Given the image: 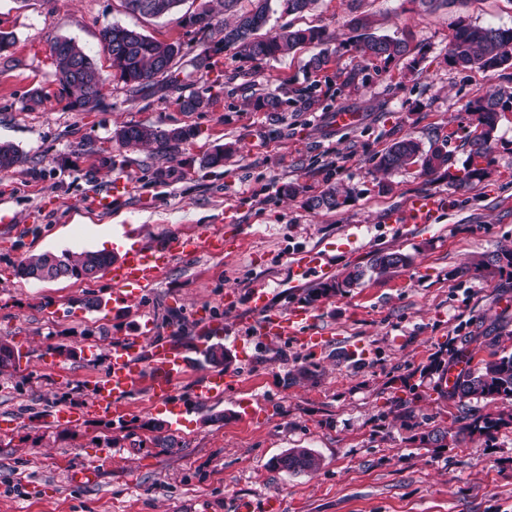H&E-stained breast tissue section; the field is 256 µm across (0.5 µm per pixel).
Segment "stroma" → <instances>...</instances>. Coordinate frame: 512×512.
<instances>
[{
	"mask_svg": "<svg viewBox=\"0 0 512 512\" xmlns=\"http://www.w3.org/2000/svg\"><path fill=\"white\" fill-rule=\"evenodd\" d=\"M362 13L376 34L408 40L412 55L365 60L348 26ZM215 20L203 35L180 13L133 15L122 0H0V30L16 37L9 60L0 59V142L23 155L0 174V339L23 352L19 369L0 377V420L11 423L0 429V512H235L243 499L263 512L272 494L284 512H512V424L460 443L425 440L436 427L512 414V398L441 395L435 369L462 336L494 321L501 347L512 352V276L469 269L512 249V113L498 123L490 176L471 188L425 181L414 166L385 176L373 163L405 136L447 142L456 162L466 160L470 102L489 87H512V69L451 66L448 44L463 24L512 28V0H459L432 13L415 0H316L301 14L272 13L268 29L318 26L341 43L320 72L306 66L309 47L261 61L233 47L213 53L224 17ZM112 24L178 43L176 81L134 93L114 78L101 41ZM58 39L76 42L103 75L94 109L68 108L50 56ZM207 49L210 68L195 70ZM352 69L361 82L343 85L341 73ZM309 85L313 97H299ZM36 89L45 91L43 103L26 107ZM269 91L286 99L282 112L253 109V96ZM190 93L209 106L183 111L179 100ZM340 112L355 114V124L338 125ZM131 124L190 126L197 135L166 159L116 145L114 130ZM224 144L236 153L203 166ZM119 178L130 191L114 197L110 212L94 210L90 196ZM330 180L350 188L349 201L332 212L307 210L304 199ZM420 193L444 201L431 228L388 222ZM120 228L136 246L203 231L223 233L226 245L176 259L125 304L113 302L105 275L35 282L15 272L32 254L101 249L106 232ZM314 249L329 254L330 273L289 283L296 254ZM387 252L405 254L406 266L325 291ZM258 286L271 292L270 311H311L307 331L327 345L311 351L245 338L253 319L245 299ZM228 289L239 297L231 308ZM94 297L100 307H88ZM202 306L222 323L223 338L204 337ZM149 325L190 358L180 398L218 369L233 378L222 400L195 405L179 421L143 390L122 417L93 409L92 382L113 346ZM203 343L223 346L226 363H206ZM60 345L77 358L58 356ZM304 367L309 375L298 377ZM247 403L253 415H245ZM62 405L79 416L66 431L48 419ZM150 421L175 447L151 444ZM104 436L114 447H96ZM291 448L311 449L319 469L274 467ZM78 466L91 467L95 481L73 483Z\"/></svg>",
	"mask_w": 512,
	"mask_h": 512,
	"instance_id": "35a3bbf8",
	"label": "stroma"
}]
</instances>
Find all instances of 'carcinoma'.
<instances>
[{
	"mask_svg": "<svg viewBox=\"0 0 512 512\" xmlns=\"http://www.w3.org/2000/svg\"><path fill=\"white\" fill-rule=\"evenodd\" d=\"M125 8L147 17H160L173 13V9L186 0H123ZM272 0H256L255 8L224 23L222 43L224 47H235L250 58L270 59L295 52L307 45H327L332 36L323 28L308 27L269 31L263 35L257 32L269 21ZM210 2L204 0L198 8L186 11L185 23L200 24L196 32L203 33L212 26ZM359 31V50L368 59L394 60L410 54L409 43L405 39L377 36L371 33L373 21L366 15L351 20ZM102 41L109 55L112 75L119 78L136 93L159 82L172 79L175 58L180 53L176 43L159 42L136 30L120 25L106 27L102 31ZM66 49L53 52L55 75L64 89L71 91L68 107L86 109L96 106L101 99L103 79L92 59L70 39L64 40ZM448 64L459 67L477 66L485 70L512 68V28L465 25L453 36L448 45ZM283 101L274 92H267L253 100L256 110L275 113L280 111ZM470 111L476 116L475 124L464 136V145L469 148L467 164L458 172H452L453 156L445 149V144L434 143L425 149L411 136L392 142L377 158L375 170L392 175L412 166L420 169L422 176L431 180L446 177L448 183L458 189L467 188L483 181L488 175L482 161L492 152L495 132L502 114L512 112V90L493 87L470 103ZM196 132L191 127H162L158 125L134 124L122 126L113 132L112 139L121 147L146 145L153 147L155 154L167 156L187 144ZM232 153L231 148L220 146L202 158V164L217 167ZM23 161L19 150L9 142H0V173L8 172ZM350 191L337 184H330L317 195H311L304 206L312 211H333L344 206ZM111 253L97 251L70 252L60 254L44 252L23 259L17 266V275L36 281L61 278L83 280L92 271L104 272L112 265ZM408 257L399 252L374 255L367 268L354 269L340 281L326 285L322 291L358 287L367 272L381 277L404 266ZM478 267L504 273L512 269V250L493 254L481 261ZM480 340L478 336L464 337V346L451 356V363L441 369V373H452L460 363L465 366L453 373L448 382V396L459 400L477 398L493 403L502 397H512V352L503 354L496 349V339L483 341L489 348L488 358L474 361V353L469 346ZM16 368V355L13 347L0 342V375ZM508 420L491 414L480 415L465 426L452 431L447 428H434L427 433L430 442L438 444L447 438L458 440L466 433L478 432L490 436ZM275 467L288 472L313 471L318 468L317 456L308 448H294L277 458Z\"/></svg>",
	"mask_w": 512,
	"mask_h": 512,
	"instance_id": "carcinoma-1",
	"label": "carcinoma"
}]
</instances>
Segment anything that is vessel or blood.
<instances>
[{
    "mask_svg": "<svg viewBox=\"0 0 512 512\" xmlns=\"http://www.w3.org/2000/svg\"><path fill=\"white\" fill-rule=\"evenodd\" d=\"M440 207L437 197H414L401 213L400 219L409 225L429 227L436 219ZM203 240L202 235L175 234L151 247H133L115 261L109 270L114 302L136 299L154 282L161 272L178 258L196 254ZM291 275L301 282L324 275L327 264L318 251L298 254L290 265ZM269 294L265 288L253 289L249 303L254 311L253 329L269 342L293 340L309 349L322 345L319 336H307L304 326L312 320L306 310H294L286 314L267 311ZM141 337L133 336L113 348L103 375L93 383V404L105 415L119 416L138 388L149 391L153 403L181 417L184 409L176 398L177 384L184 376L190 361L179 349L165 342L155 343L148 361H141ZM228 386L226 375H207L194 390L196 402L205 403L223 398Z\"/></svg>",
    "mask_w": 512,
    "mask_h": 512,
    "instance_id": "b4317fda",
    "label": "vessel or blood"
}]
</instances>
